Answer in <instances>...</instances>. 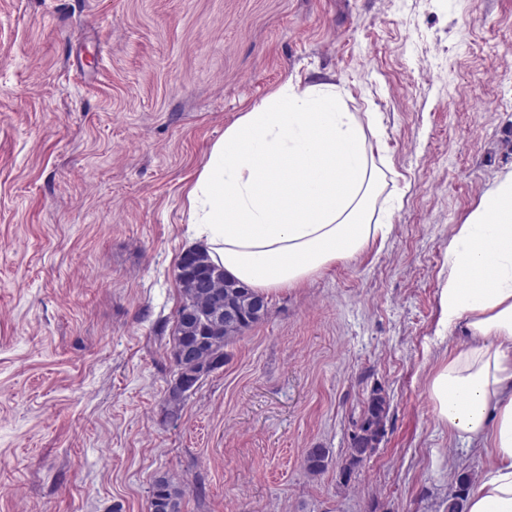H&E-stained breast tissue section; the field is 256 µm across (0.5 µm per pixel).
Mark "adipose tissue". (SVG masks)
Here are the masks:
<instances>
[{
	"label": "adipose tissue",
	"instance_id": "obj_1",
	"mask_svg": "<svg viewBox=\"0 0 512 512\" xmlns=\"http://www.w3.org/2000/svg\"><path fill=\"white\" fill-rule=\"evenodd\" d=\"M335 85L285 83L225 128L190 194L194 238L228 279L298 288L391 234L392 197ZM440 324L462 329L426 379L438 424L488 463L467 512H512V174L448 239Z\"/></svg>",
	"mask_w": 512,
	"mask_h": 512
}]
</instances>
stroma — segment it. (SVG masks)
Returning a JSON list of instances; mask_svg holds the SVG:
<instances>
[{"label": "stroma", "mask_w": 512, "mask_h": 512, "mask_svg": "<svg viewBox=\"0 0 512 512\" xmlns=\"http://www.w3.org/2000/svg\"><path fill=\"white\" fill-rule=\"evenodd\" d=\"M288 81L379 128L390 239L268 296L170 418L188 194ZM510 173L512 0H0V512H150L161 476L181 512H443L486 457L425 391L465 340L434 341L439 273ZM389 404L381 388H374L365 404L359 423L350 437L348 463L342 470L347 482L354 470L376 450L384 433Z\"/></svg>", "instance_id": "obj_1"}]
</instances>
